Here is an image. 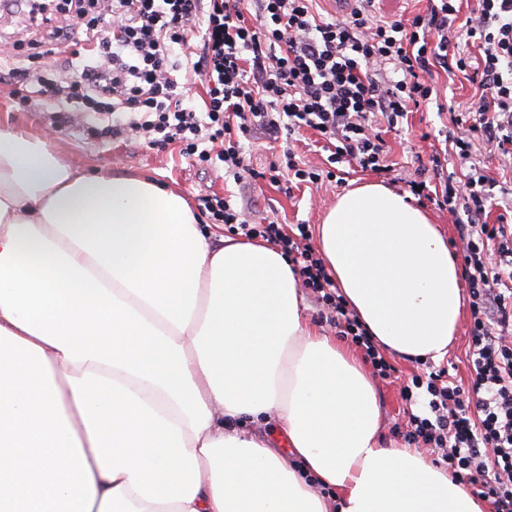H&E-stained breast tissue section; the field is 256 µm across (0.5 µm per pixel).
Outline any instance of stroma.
<instances>
[{
  "label": "stroma",
  "mask_w": 512,
  "mask_h": 512,
  "mask_svg": "<svg viewBox=\"0 0 512 512\" xmlns=\"http://www.w3.org/2000/svg\"><path fill=\"white\" fill-rule=\"evenodd\" d=\"M29 38L28 28L16 14H0V50L9 55L10 66L36 68L54 64L55 58L51 55L31 58L25 45ZM432 73L439 103L421 105L419 110L399 120L398 130L384 136L389 159L394 164L390 174L379 175L353 163H329L327 151L316 143L314 135L302 133L295 144L302 159L309 165L335 174L334 182L316 189L303 186L288 188L248 178L239 183L228 181L222 169L201 167L193 158L180 154L178 145L158 150L133 140L95 135L90 127L96 119L86 113L71 125L50 127L49 115L55 111V104L20 108L16 98L10 94L12 85L6 79L0 81V128L45 139L62 162L88 175L137 173L148 176L179 190L197 212L202 209L203 196L213 192L232 194L239 207L253 219L277 218L284 232L288 233L297 224L312 227L319 224L337 195L354 185L378 181L397 191H408L419 161L428 160L433 144L444 141L456 131L449 119L438 115V106H464L476 93L475 84L467 80L463 72L455 69L446 71L436 65ZM389 361L396 369L394 377L376 382L383 415L381 438L384 443L401 447L405 444L401 430L406 426L408 414L400 390L410 383L413 376L423 374L424 367L418 361L394 355Z\"/></svg>",
  "instance_id": "1"
}]
</instances>
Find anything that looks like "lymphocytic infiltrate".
I'll use <instances>...</instances> for the list:
<instances>
[{
    "label": "lymphocytic infiltrate",
    "instance_id": "lymphocytic-infiltrate-1",
    "mask_svg": "<svg viewBox=\"0 0 512 512\" xmlns=\"http://www.w3.org/2000/svg\"><path fill=\"white\" fill-rule=\"evenodd\" d=\"M373 2L358 0L348 16L327 21L314 0H67L84 20L77 29L58 23L42 0H14L54 54L66 56L77 42L91 49L67 82L51 67L12 68L16 96L24 105L36 95L110 119L122 115L105 134L179 144L199 162H222L237 181L265 174L273 183L285 176L316 186L322 173L290 147L266 172L247 168L246 141L310 129L332 147L331 163L386 174L382 128L430 98L431 63L469 73L481 94L454 118L459 175L445 173L436 151L411 183L417 196L448 211L462 243L469 382L444 383L440 369L414 376L402 397L413 406L426 402L428 412L410 414L404 439L434 448L439 463L495 512H512V225L488 224L497 183L471 154L479 137L512 157V0H477L465 22L467 38L479 44L474 65L457 42V0H432L427 12L404 21L373 14ZM195 80L205 87L199 101L183 92ZM431 179L437 190H429ZM202 203L213 223L279 246L340 335L362 349L378 377H391L394 366L348 309L307 225L287 234L277 221H251L228 195Z\"/></svg>",
    "mask_w": 512,
    "mask_h": 512
}]
</instances>
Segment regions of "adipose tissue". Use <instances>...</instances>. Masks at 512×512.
Segmentation results:
<instances>
[{"instance_id":"ef3b65f1","label":"adipose tissue","mask_w":512,"mask_h":512,"mask_svg":"<svg viewBox=\"0 0 512 512\" xmlns=\"http://www.w3.org/2000/svg\"><path fill=\"white\" fill-rule=\"evenodd\" d=\"M316 238L384 349L446 357L461 273L408 194L352 188ZM380 430L371 379L307 320L279 247L0 130V512H480Z\"/></svg>"}]
</instances>
